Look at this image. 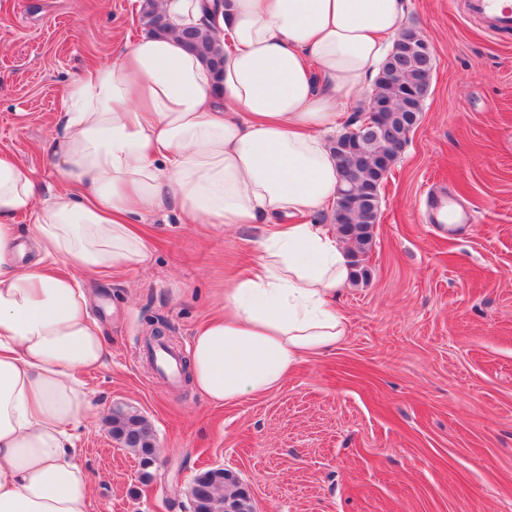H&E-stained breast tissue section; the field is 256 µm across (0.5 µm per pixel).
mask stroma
<instances>
[{
	"mask_svg": "<svg viewBox=\"0 0 512 512\" xmlns=\"http://www.w3.org/2000/svg\"><path fill=\"white\" fill-rule=\"evenodd\" d=\"M140 0H0V153L43 195L64 189L49 147L63 93L143 29ZM433 49L418 123L381 191L367 281L336 300L346 338L274 390L211 404L142 355L153 330L181 357L258 252L262 227L147 215V261L85 279L104 364L83 375L90 416L78 460L90 512H188L200 471H233L257 512H512V30L468 0H411ZM433 185L472 215L441 232L421 211ZM156 431L150 467L111 435L113 408Z\"/></svg>",
	"mask_w": 512,
	"mask_h": 512,
	"instance_id": "obj_1",
	"label": "stroma"
}]
</instances>
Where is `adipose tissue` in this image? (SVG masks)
Here are the masks:
<instances>
[{"label": "adipose tissue", "mask_w": 512, "mask_h": 512, "mask_svg": "<svg viewBox=\"0 0 512 512\" xmlns=\"http://www.w3.org/2000/svg\"><path fill=\"white\" fill-rule=\"evenodd\" d=\"M160 0L177 25L209 24L219 73L173 37L141 34L64 92L51 151L67 188L38 206L34 171L0 155V512H90L73 431L79 376L105 336L87 275L147 259L137 218L171 204L186 223L260 224L259 257L229 281L193 339L189 369L216 404L273 389L345 336L336 296L351 266L332 224L339 173L325 138L371 90L409 0ZM26 225H19V218ZM39 252L18 263L19 238Z\"/></svg>", "instance_id": "ef3b65f1"}]
</instances>
